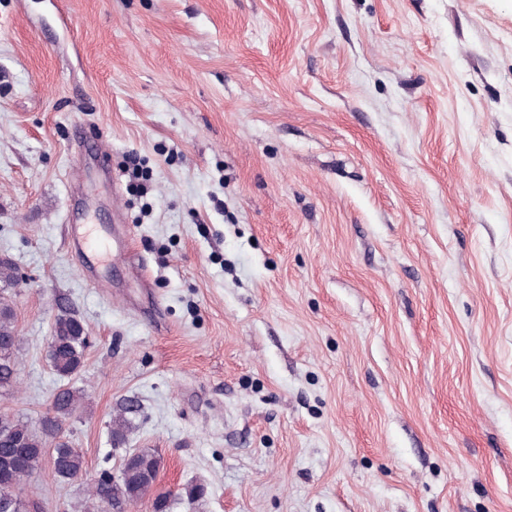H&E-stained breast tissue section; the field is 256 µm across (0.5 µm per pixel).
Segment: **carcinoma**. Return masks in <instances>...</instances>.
<instances>
[{
    "label": "carcinoma",
    "instance_id": "cac0c4a2",
    "mask_svg": "<svg viewBox=\"0 0 512 512\" xmlns=\"http://www.w3.org/2000/svg\"><path fill=\"white\" fill-rule=\"evenodd\" d=\"M19 281L18 269L8 258H0V284L11 287ZM19 336L12 302L0 296V388L10 387L17 378ZM87 336L82 322L69 314L55 318L50 336L49 361L53 371L68 378L82 367ZM83 400L80 392L63 388L56 394L53 414L41 420V431L0 412V505L19 502V486L49 462L52 473L68 482L85 471L82 453L64 440L55 442L63 419L72 416ZM158 469L157 457L143 450H132L122 461L121 477L116 481L92 484L88 489L85 512H105L104 507L119 508L149 495ZM200 484H188L172 496L159 494L153 504L161 512H173L177 501L195 504L204 499Z\"/></svg>",
    "mask_w": 512,
    "mask_h": 512
}]
</instances>
